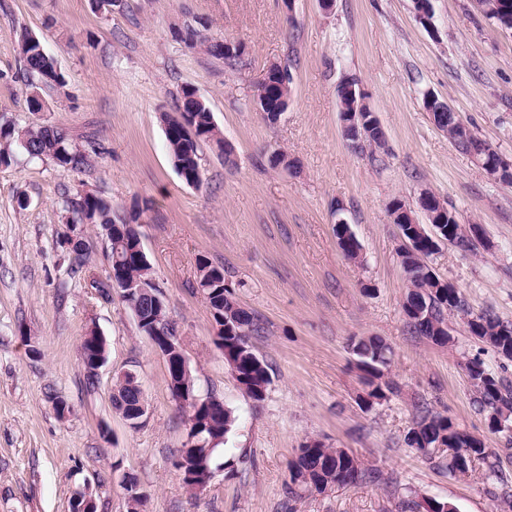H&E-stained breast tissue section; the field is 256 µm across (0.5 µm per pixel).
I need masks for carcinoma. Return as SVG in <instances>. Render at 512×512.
<instances>
[{
    "label": "carcinoma",
    "instance_id": "carcinoma-1",
    "mask_svg": "<svg viewBox=\"0 0 512 512\" xmlns=\"http://www.w3.org/2000/svg\"><path fill=\"white\" fill-rule=\"evenodd\" d=\"M186 41L194 45L200 43L206 51L223 59L224 42L202 37L196 31L186 34ZM19 54L23 61V75L33 76L43 83L40 91L61 88L65 78L57 70L55 60L44 52L40 39L29 32L22 34L19 42ZM268 94L267 111L274 112L282 105V99L289 97L291 87L283 85L280 76L270 78V83L264 86ZM181 103L177 110L190 117L188 125L191 130L167 115H161V120L168 124L165 130L166 141L178 174L190 184L199 182L200 145L209 143L224 154V161H231L233 148L225 143L224 137L217 126L213 113L206 103L198 99L196 89L190 85L183 87ZM436 122L441 129L448 133L449 138L457 148L468 153L480 148L484 141L470 134V131L455 112L434 113ZM366 133L361 144L355 149L363 152L372 151L382 146L383 139L377 130V119L369 117L365 125ZM22 154L30 160L50 159L57 166L78 170L88 164V155L81 151L69 135L58 128L47 126H31L19 128L11 122L0 123V166H11L17 155ZM67 211L73 215L85 216L89 223L94 224L105 232L110 245V258L121 263L120 274L116 281H92L105 296H111L112 288H117L122 302L138 315L142 323L138 325L140 332L151 337L154 327L163 326L169 333L177 331L176 325L167 315L166 310L156 307L149 297H130L125 293L127 285L151 277V268L140 262L135 251V244L140 237L138 231L139 214L133 210L129 216L115 218L112 216V205L101 197L78 191L67 197ZM401 202L393 200L388 208L389 215L397 216L395 225L402 235L415 240L416 252L399 251L401 262L410 276V289L403 304L409 330L419 336L430 339L435 344L445 345L451 341L448 335V315L457 312L463 316L468 332L480 341L492 346L502 357L512 360V326L505 325L489 313L473 314L469 311L466 301L454 288L448 287L445 281L433 274L424 260L434 253L431 237L418 233L407 217L399 214ZM441 229L439 235L447 236L455 245L468 247L472 241L466 235L468 225L459 223L456 212L448 208L439 215ZM219 284L207 288L202 279H197V291L203 297L207 306H212L224 316V351L233 363L237 382L243 392L251 400L259 403L265 399L270 374L265 361L260 358L249 344L248 336L261 331V326L237 302L233 291L224 286L225 277L219 276ZM352 350L357 360L368 367L366 384L368 386L367 406L385 400L389 395L398 391L396 383L384 380L381 367L387 365L389 347L377 337L360 338L352 342ZM468 377L475 389L480 409L489 415L490 424H495L494 416L509 413L512 415V382L504 377L488 372L482 362L474 358L465 364ZM173 385L169 390L173 399H178L177 390L197 394L195 376L192 369L180 370L175 365L168 368ZM139 388L129 375H118L113 378L112 398L120 397L128 403L138 401ZM196 417L208 420L209 428L203 431L202 441L211 438L219 439L215 448L206 451V447H183L174 459L178 469L190 465L195 478L184 481L189 490H195L196 484L204 481L206 470L217 468L218 452L233 429L236 416L222 398L209 393L207 402L202 404ZM453 441L460 448L472 449L471 457L466 468L459 469V462L448 460L447 467L452 473L461 470L466 475L472 470L476 461L485 462L488 454L484 452V444L467 434L459 433L453 426L451 418L433 413L428 410L417 416L414 427L407 438L408 444L435 445ZM288 494L292 497L301 491H325L329 483H344L355 486L362 482L376 479L375 473L366 469L356 458L347 457L335 448L326 447L321 441L314 439L312 444L303 449V453L288 461Z\"/></svg>",
    "mask_w": 512,
    "mask_h": 512
}]
</instances>
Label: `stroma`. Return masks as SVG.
<instances>
[{"instance_id":"1","label":"stroma","mask_w":512,"mask_h":512,"mask_svg":"<svg viewBox=\"0 0 512 512\" xmlns=\"http://www.w3.org/2000/svg\"><path fill=\"white\" fill-rule=\"evenodd\" d=\"M431 3L426 27L412 0H336L328 11L319 0H118L101 11L89 0H0V119L53 126L96 150L81 170L23 156L0 167V512H71L82 491L97 512H128L130 476L149 495L145 512H400L403 502L429 498L458 512H503L512 448L475 405L465 364L480 357L512 380V361L456 318L444 346L408 331L407 277L387 208L395 199L417 207L428 191L461 223L480 225L475 250L443 245L427 263L474 313L512 323V184L457 149L424 103L429 93L446 102L512 164V32L497 29L477 0ZM26 30L66 81L40 112L27 104L18 47ZM189 30L241 42L247 53L227 66L188 45ZM273 62L292 78L288 108L274 122L253 105ZM346 75L384 130L374 154L355 153L343 136L336 86ZM187 85L234 147L228 164L202 145L197 186L176 171L161 121ZM279 152L289 166L271 164ZM78 189L120 215L143 204L142 248L197 389L237 417L220 452L224 469L203 492H187L173 465L187 426L164 360L120 297L105 299L89 284L107 275L104 236L85 228L87 276L70 271L60 239L64 201ZM340 220L362 247L360 261L337 245ZM202 257L223 267L264 328L251 339L271 375L261 403L244 394L215 344L214 320L193 289ZM90 327L108 344L92 387L79 352ZM363 336L390 346L384 374L400 387L369 408L350 349ZM124 371L136 374L148 403L136 428L110 398ZM59 400L67 417L55 411ZM420 405L483 440L489 463L460 477L446 453L428 458L410 447ZM312 439L358 457L376 481L289 497L287 463ZM497 470L509 478L502 492Z\"/></svg>"}]
</instances>
